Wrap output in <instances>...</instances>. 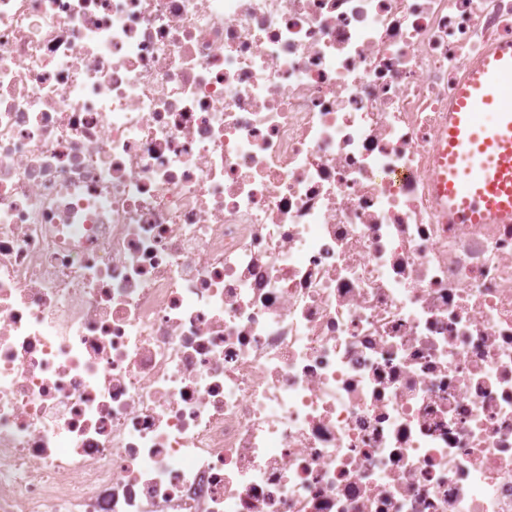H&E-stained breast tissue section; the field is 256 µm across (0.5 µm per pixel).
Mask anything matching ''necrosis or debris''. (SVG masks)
I'll use <instances>...</instances> for the list:
<instances>
[{
    "instance_id": "obj_1",
    "label": "necrosis or debris",
    "mask_w": 512,
    "mask_h": 512,
    "mask_svg": "<svg viewBox=\"0 0 512 512\" xmlns=\"http://www.w3.org/2000/svg\"><path fill=\"white\" fill-rule=\"evenodd\" d=\"M512 0H0V512H512V224L448 104Z\"/></svg>"
}]
</instances>
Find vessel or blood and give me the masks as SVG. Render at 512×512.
Returning <instances> with one entry per match:
<instances>
[{
    "mask_svg": "<svg viewBox=\"0 0 512 512\" xmlns=\"http://www.w3.org/2000/svg\"><path fill=\"white\" fill-rule=\"evenodd\" d=\"M434 185L452 224H512V40L469 69L448 108Z\"/></svg>",
    "mask_w": 512,
    "mask_h": 512,
    "instance_id": "b4317fda",
    "label": "vessel or blood"
}]
</instances>
